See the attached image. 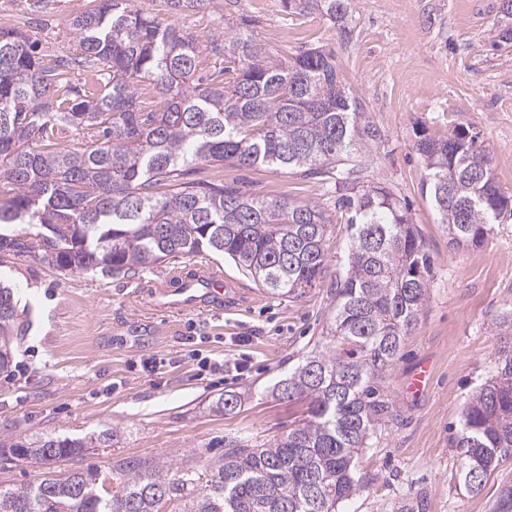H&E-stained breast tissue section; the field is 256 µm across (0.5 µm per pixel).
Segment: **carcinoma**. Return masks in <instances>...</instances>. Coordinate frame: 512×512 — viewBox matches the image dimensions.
Masks as SVG:
<instances>
[{"mask_svg": "<svg viewBox=\"0 0 512 512\" xmlns=\"http://www.w3.org/2000/svg\"><path fill=\"white\" fill-rule=\"evenodd\" d=\"M92 2L69 19L76 56L43 54L21 31L0 29V226H38L43 258L62 270L128 278L178 254H222L271 296L298 297L324 278L331 216L237 183L190 178L199 164L285 168L334 181L336 212L350 231L348 269L330 289L336 307L322 341L268 387L276 399L309 401L303 424L260 445L227 438L202 472L124 457L103 478L49 473L0 489V512H162L168 502L178 512H336L361 488L356 458L393 417L381 380L427 292L425 245L407 207L387 187L362 184L353 163L379 130L331 51L275 56L244 26L215 30L202 49L174 19L213 0H161L156 13L136 0ZM286 2L348 34L346 0ZM508 42L512 0L491 46ZM77 70L91 83H72ZM70 133L88 141L65 146ZM414 149L448 243H483L512 203L489 150L463 129L423 131ZM24 326L13 288L0 280L1 374ZM240 405L228 391L210 409ZM111 437H18L0 442V456L49 464ZM451 447L461 449L469 492L512 455V349L465 402Z\"/></svg>", "mask_w": 512, "mask_h": 512, "instance_id": "obj_1", "label": "carcinoma"}]
</instances>
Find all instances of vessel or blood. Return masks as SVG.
Listing matches in <instances>:
<instances>
[{
    "instance_id": "obj_1",
    "label": "vessel or blood",
    "mask_w": 512,
    "mask_h": 512,
    "mask_svg": "<svg viewBox=\"0 0 512 512\" xmlns=\"http://www.w3.org/2000/svg\"><path fill=\"white\" fill-rule=\"evenodd\" d=\"M222 275L199 266L189 273H173L152 289L154 307L161 310H193L204 304L218 305L224 299Z\"/></svg>"
}]
</instances>
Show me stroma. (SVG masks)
<instances>
[{
  "label": "stroma",
  "instance_id": "1",
  "mask_svg": "<svg viewBox=\"0 0 512 512\" xmlns=\"http://www.w3.org/2000/svg\"><path fill=\"white\" fill-rule=\"evenodd\" d=\"M502 0H348V39L328 17L288 11L283 0H219L206 13L177 23L205 38L247 16L256 40L275 54L333 50L343 77L381 134L359 150L366 181L389 186L424 236L431 259L427 296L399 359L382 385L396 418L378 427L356 470L360 493L338 512H398L423 501L426 512H493L501 485L512 481V458L500 461L481 491L471 493L457 471L450 438L469 395L495 370L512 336L499 322L512 310V216L480 246L448 243L428 197L425 169L413 148L419 131L442 135L464 126L493 156L494 174L512 193V45H491ZM91 0H55L47 17L26 14L20 0H0V27L25 31L46 54L70 55L66 23ZM202 180L240 183L268 199H292L333 213L332 183L288 170L201 165ZM34 226L0 228L21 239L0 251V275L17 288L30 327L15 346L10 376L0 375V439L47 432L81 437L111 430L109 447L45 466L0 459V489L33 483L40 474L109 470L117 457L153 458L173 469L202 467L220 455L225 438L276 439L306 416L307 403L272 398L267 388L294 367L321 336L334 305L326 286L274 298L220 255L206 264L236 282L238 298L223 312L150 310L147 285L177 267L179 256L130 279L98 271L62 272L43 259ZM432 371L415 398L405 383L421 364ZM243 393L229 414L211 412L213 397Z\"/></svg>",
  "mask_w": 512,
  "mask_h": 512
}]
</instances>
